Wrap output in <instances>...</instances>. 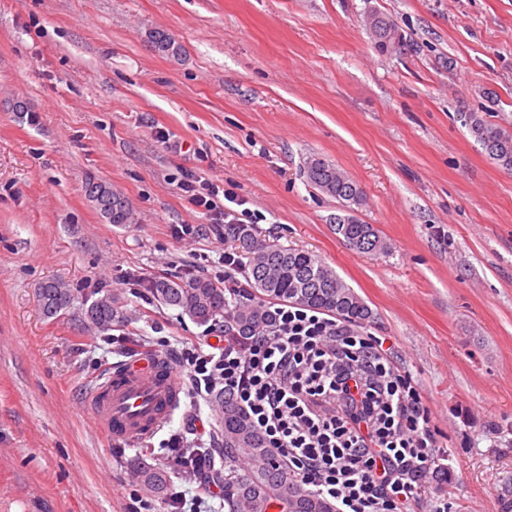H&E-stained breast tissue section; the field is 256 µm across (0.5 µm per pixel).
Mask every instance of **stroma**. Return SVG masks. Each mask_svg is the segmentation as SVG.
Segmentation results:
<instances>
[{"label": "stroma", "mask_w": 512, "mask_h": 512, "mask_svg": "<svg viewBox=\"0 0 512 512\" xmlns=\"http://www.w3.org/2000/svg\"><path fill=\"white\" fill-rule=\"evenodd\" d=\"M371 8L404 50L374 45ZM153 30L181 55L155 52ZM464 112L512 130V0H0V512H166L132 464L166 467L188 409L146 441L115 442L85 401L113 364L215 341L148 291L158 278L223 281L235 247L180 190L187 172L368 305L365 332L432 410L448 451L434 489L455 512L511 506L512 171ZM311 156L363 190L355 215L388 253L336 235L342 207L307 183ZM91 178L134 223L103 221ZM183 224L194 235H177ZM49 279L73 297L55 317L37 301ZM106 294L126 319L100 332L83 311Z\"/></svg>", "instance_id": "obj_1"}]
</instances>
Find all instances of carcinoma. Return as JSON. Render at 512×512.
Instances as JSON below:
<instances>
[{"label": "carcinoma", "mask_w": 512, "mask_h": 512, "mask_svg": "<svg viewBox=\"0 0 512 512\" xmlns=\"http://www.w3.org/2000/svg\"><path fill=\"white\" fill-rule=\"evenodd\" d=\"M366 25L380 48H402L405 41L396 24L385 14L373 10ZM464 125L487 155L505 170H512V132L491 123L479 112L462 114ZM307 182L335 198L349 212L336 218V234L349 249L363 254L385 253L389 246L372 224L357 220L350 211L364 202L358 185L336 165L320 158L306 160ZM112 223L131 224L133 213L128 202L113 199ZM231 235L246 259L252 290L260 300L229 307L224 288L206 277L161 278L150 285V292L161 304L181 309L196 324L204 326L224 320V331L249 336L269 328L273 322L270 304L291 303L338 316L356 326L365 325L371 311L336 271L318 255L309 251L262 242L245 224H236ZM45 315L56 316L70 308L72 294L59 280L46 281L38 288ZM90 324L108 331L123 322L118 299L101 297L87 309ZM217 401L224 414V447L218 449L227 469L212 470L224 486V503L228 512H333L328 502L305 491L278 465L266 448L264 439L246 418L234 408L233 401L220 395ZM246 460L248 472L241 475L235 463ZM138 481L156 496L164 499L169 492V479L163 469L152 468L140 461L133 464Z\"/></svg>", "instance_id": "carcinoma-1"}]
</instances>
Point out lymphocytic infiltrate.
<instances>
[{
  "label": "lymphocytic infiltrate",
  "instance_id": "lymphocytic-infiltrate-1",
  "mask_svg": "<svg viewBox=\"0 0 512 512\" xmlns=\"http://www.w3.org/2000/svg\"><path fill=\"white\" fill-rule=\"evenodd\" d=\"M210 221L236 223L219 185L180 186ZM268 330L228 336L210 352L179 354L192 403L230 396L275 459L335 512H452L431 479L445 473L432 413L411 373L383 340L290 303L273 307Z\"/></svg>",
  "mask_w": 512,
  "mask_h": 512
}]
</instances>
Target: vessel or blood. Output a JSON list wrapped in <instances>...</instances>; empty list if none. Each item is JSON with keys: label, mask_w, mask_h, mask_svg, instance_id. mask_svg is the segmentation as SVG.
<instances>
[{"label": "vessel or blood", "mask_w": 512, "mask_h": 512, "mask_svg": "<svg viewBox=\"0 0 512 512\" xmlns=\"http://www.w3.org/2000/svg\"><path fill=\"white\" fill-rule=\"evenodd\" d=\"M184 396L174 368L159 359L146 369L113 367L90 392L88 406L112 440L137 442L152 437Z\"/></svg>", "instance_id": "b4317fda"}]
</instances>
